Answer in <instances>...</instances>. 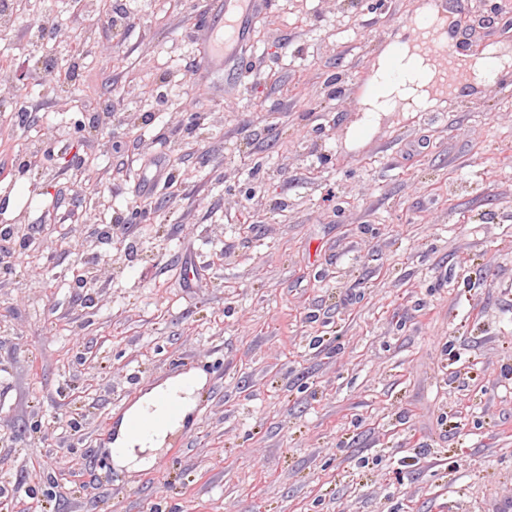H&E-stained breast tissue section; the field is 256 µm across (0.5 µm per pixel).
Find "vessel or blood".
Returning a JSON list of instances; mask_svg holds the SVG:
<instances>
[{"mask_svg":"<svg viewBox=\"0 0 512 512\" xmlns=\"http://www.w3.org/2000/svg\"><path fill=\"white\" fill-rule=\"evenodd\" d=\"M266 3L267 0H224V26H208L197 60L198 75L219 85L238 79L241 52L250 41L246 24L264 10ZM455 21V13L433 8L408 23L415 51L430 66L434 84L441 91L460 80L465 64L495 65L500 59L498 50L488 49L472 56L469 62H462L446 37Z\"/></svg>","mask_w":512,"mask_h":512,"instance_id":"obj_1","label":"vessel or blood"}]
</instances>
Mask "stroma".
Masks as SVG:
<instances>
[{"mask_svg":"<svg viewBox=\"0 0 512 512\" xmlns=\"http://www.w3.org/2000/svg\"><path fill=\"white\" fill-rule=\"evenodd\" d=\"M461 1L450 42L512 71V5ZM207 3L0 25V226H32L0 253V512H512V87L366 114L425 0H269L219 93ZM190 370L163 469L112 464L114 419Z\"/></svg>","mask_w":512,"mask_h":512,"instance_id":"35a3bbf8","label":"stroma"}]
</instances>
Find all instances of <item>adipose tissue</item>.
<instances>
[{"instance_id":"obj_1","label":"adipose tissue","mask_w":512,"mask_h":512,"mask_svg":"<svg viewBox=\"0 0 512 512\" xmlns=\"http://www.w3.org/2000/svg\"><path fill=\"white\" fill-rule=\"evenodd\" d=\"M398 56L397 75H388L386 64H379L378 73L384 82L378 95L366 102L370 111L393 110L399 99L417 106L426 105L432 71L417 60L407 45L399 46ZM201 386L199 374L183 373L139 397L123 414L116 428L109 448L112 461L134 470L150 469L169 435L183 428L195 407V395Z\"/></svg>"}]
</instances>
